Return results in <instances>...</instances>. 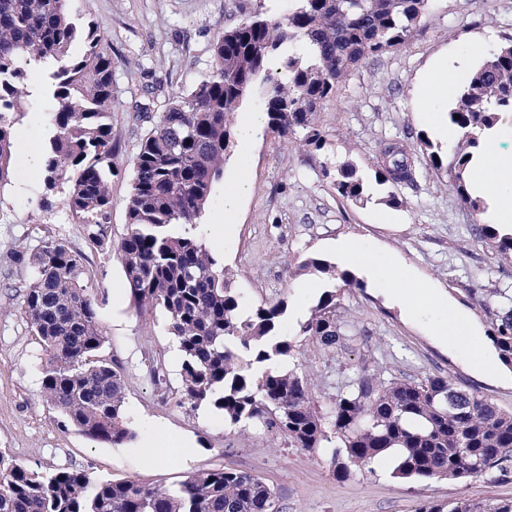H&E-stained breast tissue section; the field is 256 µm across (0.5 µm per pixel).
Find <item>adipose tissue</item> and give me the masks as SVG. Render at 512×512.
<instances>
[{"label": "adipose tissue", "mask_w": 512, "mask_h": 512, "mask_svg": "<svg viewBox=\"0 0 512 512\" xmlns=\"http://www.w3.org/2000/svg\"><path fill=\"white\" fill-rule=\"evenodd\" d=\"M481 178L476 186V193L489 197L492 218L498 224H512V196L501 194L500 186L512 182V153L497 150L494 136H487L485 151L478 162ZM251 189L249 165L247 158H240L235 177L224 190V203L217 211L216 222L207 224L208 234H221L231 237L242 202Z\"/></svg>", "instance_id": "obj_1"}]
</instances>
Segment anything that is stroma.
<instances>
[{"instance_id": "stroma-1", "label": "stroma", "mask_w": 512, "mask_h": 512, "mask_svg": "<svg viewBox=\"0 0 512 512\" xmlns=\"http://www.w3.org/2000/svg\"><path fill=\"white\" fill-rule=\"evenodd\" d=\"M296 0H68L72 15L93 21L112 56V131L118 146L109 176L112 238L125 232L126 202L134 178L133 155L148 129L135 105L162 112L168 98L189 89L213 66L217 34L237 25L254 8L283 18ZM512 39V0H430L418 31L404 46L368 59L323 105L318 124L325 145L310 161L270 130L251 148L253 187L238 215L231 241L207 239L235 288L249 302L287 304L283 331L296 335L302 315L318 297L303 293L314 281L333 287L328 275L301 270L307 258L335 261V245L354 243L382 255L414 280L394 297L382 273L361 274V287L341 291V303L357 329L369 330L367 345L330 353L303 341L301 353L282 361L300 366L319 407L343 388L348 360L409 379L447 376L459 387L489 398L512 413V368L504 367L490 339L491 316L473 295L479 288L512 290V264L496 259L475 234L476 216L452 190L448 172L436 171L423 152L415 154L414 179L388 188L377 184L373 159L380 142L430 140L440 154L448 142L436 139L433 124L446 120L454 102L441 96L424 102L418 94L432 63L469 43L481 46V60ZM55 102L36 100L32 112L12 128L14 158L0 185V453L37 471L73 467L92 477L133 480L147 486L174 485L196 472L227 465L261 477L279 495L284 512H414L420 499L438 503L512 498V479L490 482L475 475L466 482L435 479L419 483L394 477L388 464L353 467L337 478L323 450L287 447L275 430L243 429L225 423L207 405L181 402L183 383L176 341L160 310L142 314L129 300H117L125 282L116 252L100 250L85 238L62 196L38 211L40 175L31 173L25 151L41 141L46 115ZM353 161L365 183L363 202L343 200L323 164ZM66 239L84 254L96 287L105 330L104 353L122 362L126 373L125 412L132 424L151 419L190 438L194 453L185 464H147L142 440L115 447L93 442L44 400L40 368L45 353L27 324L23 285L31 275L28 257L41 238ZM436 289L452 308L466 314L483 342V363L449 349L431 333L437 312L426 300ZM161 363L167 397L158 396L149 366Z\"/></svg>"}]
</instances>
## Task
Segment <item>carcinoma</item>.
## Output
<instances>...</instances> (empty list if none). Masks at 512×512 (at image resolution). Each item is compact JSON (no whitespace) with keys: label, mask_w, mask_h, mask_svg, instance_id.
I'll return each mask as SVG.
<instances>
[{"label":"carcinoma","mask_w":512,"mask_h":512,"mask_svg":"<svg viewBox=\"0 0 512 512\" xmlns=\"http://www.w3.org/2000/svg\"><path fill=\"white\" fill-rule=\"evenodd\" d=\"M429 0H297L283 20L256 10L218 34L212 70L188 91L169 98L133 158L126 232L117 245L130 303L161 309L178 342L184 394L231 424L276 429L293 448L332 445L330 464L339 478L350 466L368 465L395 448L393 474L427 482L483 474L491 482L512 476V414L463 390L449 378L386 377L354 365L345 391L321 412L304 377L274 367L299 351L281 333L284 301L243 302L224 266L195 235L214 183L231 150L232 121L243 101L260 90L268 128L308 152L321 149L316 123L323 102L368 58L405 45ZM84 45L80 56L74 43ZM275 59L284 74H266ZM44 68L55 110V135L45 144L41 170L46 196L65 195L76 223L101 249L112 247V200L107 174L117 149L112 139V55L91 22L72 17L67 0H0V183L6 180L15 118L28 112L29 72ZM459 118H454V115ZM512 115V39L465 82L450 122L462 143L448 157L428 153L431 167L452 176L459 199L474 211L464 178L478 135ZM380 185L412 179L414 153L401 142L383 144L373 161ZM336 192L364 200V181L349 161L323 168ZM479 238L512 263V232L481 224ZM24 284L25 315L45 352L41 392L71 427L88 439L123 445L135 438L123 414V367L103 354L99 303L69 242L47 236L30 257ZM302 268L327 273L341 288L361 286L354 273L309 258ZM492 314L491 340L512 368V295L493 288L478 296ZM338 290L322 292L299 335L329 351L368 341L347 334ZM0 512H283L276 493L259 477L223 467L193 474L178 487L94 479L79 468L38 473L0 454ZM416 512H512V499L448 506L423 499Z\"/></svg>","instance_id":"carcinoma-1"}]
</instances>
